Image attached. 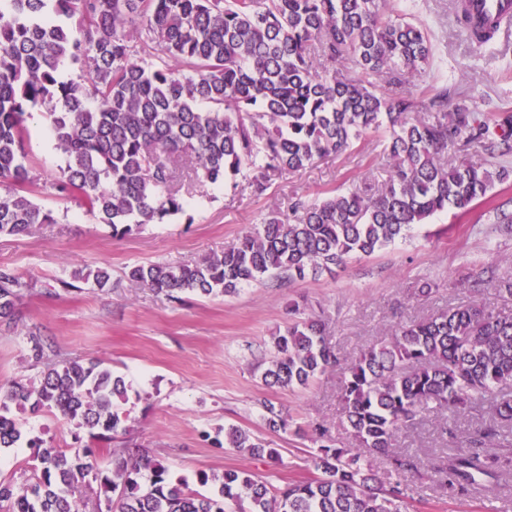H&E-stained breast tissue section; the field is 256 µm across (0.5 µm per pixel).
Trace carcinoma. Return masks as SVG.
Wrapping results in <instances>:
<instances>
[{
  "label": "carcinoma",
  "instance_id": "obj_1",
  "mask_svg": "<svg viewBox=\"0 0 512 512\" xmlns=\"http://www.w3.org/2000/svg\"><path fill=\"white\" fill-rule=\"evenodd\" d=\"M456 22L480 48L511 17L478 20L455 0ZM434 45L422 23L385 9L380 0H0V236H23L53 224L32 200L26 122H48L65 166L52 184L76 198L115 234L183 214L176 174L187 162L201 186L244 179L263 195L275 177L345 151L362 134L384 130L388 179L363 189H334L296 199L293 217L267 215L224 253L195 264L135 265L132 288L172 301L184 292L224 296L268 277L303 279L371 256L410 236L441 213L487 206L488 223L512 228V210L495 202V185L512 183V109H484L469 97L438 92L425 106L403 88L430 65ZM79 66L72 74L66 65ZM399 88L390 94L382 83ZM467 140L480 158L455 164L449 150ZM485 283L512 297V279L487 270ZM73 278L108 287L105 269ZM29 284L0 269V324L12 323ZM262 381L306 388L340 358L325 323L305 317L272 337ZM122 377L99 362L70 359L37 382L0 392V448L27 442L32 475L18 488L0 481V512H405L417 493V454L394 447L396 433L429 409L482 406L489 425L450 448L433 483L448 498L491 491L512 477V453L493 446L512 433V314L471 302L411 320L343 366L341 403L358 447L330 445L328 430L312 455L317 476L275 487L245 470L201 471L204 494L173 479L147 455L85 448L70 454L26 438L10 404L57 412L109 442L127 431L119 405ZM267 425L285 428L281 410L265 404ZM231 448L279 459L269 442L231 427ZM117 455L111 474L97 452ZM386 460L385 479L369 457ZM100 490L88 498L90 480Z\"/></svg>",
  "mask_w": 512,
  "mask_h": 512
}]
</instances>
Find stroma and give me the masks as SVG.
<instances>
[{"mask_svg": "<svg viewBox=\"0 0 512 512\" xmlns=\"http://www.w3.org/2000/svg\"><path fill=\"white\" fill-rule=\"evenodd\" d=\"M430 32L433 70L415 76L410 88L421 99L447 90L449 98L470 96L512 107V39L493 52L479 49L454 23L452 0H395ZM382 134L369 133L353 147L307 169L274 180L264 195L246 183L202 187L187 215L148 224L116 237L77 200L52 187L64 164L46 120L27 121V152L39 185L35 203L56 221L26 236L0 237V269L27 282L10 326H0V386L36 380L47 365L70 358L102 361L124 378L129 391L121 410L129 429L114 447H140L166 463L172 478L196 486L199 472L248 470L279 486L314 477L311 455L318 448L312 424H324L335 446L353 447L340 404V373L328 370L308 388H270L258 367L272 353V338L293 321V305L321 315L341 358H356L367 345L391 336L398 324L478 302L512 313V298L495 288L473 292L471 282L488 266L512 273V234L492 229L484 206L463 216L442 214L417 227L410 238L373 256L353 259L335 272L303 280L269 278L239 287L227 296L187 295L175 303L129 287L134 265L190 264L222 253L271 212L287 213L300 196L317 199L339 187L362 188L383 182L390 161ZM104 268L109 288L67 287L74 270ZM432 292L420 295L423 283ZM46 339L35 360L31 336ZM273 402L287 420L270 431L263 405ZM29 436L62 448L89 445L87 430L51 413L32 415L11 408ZM436 412H424L417 428L399 431L395 445L418 451L425 468L443 465V441ZM236 427L272 442L279 461L224 445V431ZM408 512H484L474 497L451 500L420 483Z\"/></svg>", "mask_w": 512, "mask_h": 512, "instance_id": "obj_1", "label": "stroma"}]
</instances>
